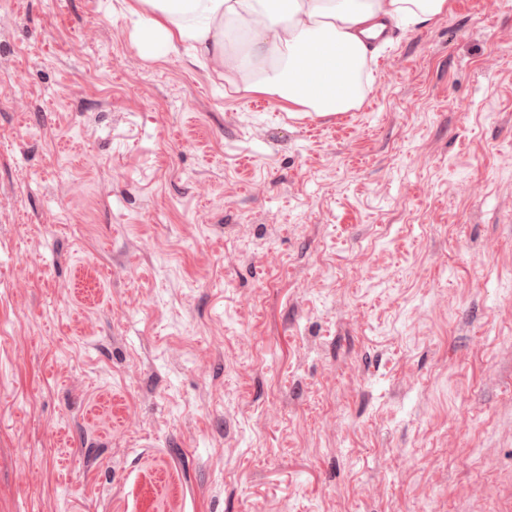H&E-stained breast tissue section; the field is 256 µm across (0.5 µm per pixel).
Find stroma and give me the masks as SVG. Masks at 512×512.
I'll use <instances>...</instances> for the list:
<instances>
[{
	"label": "stroma",
	"instance_id": "1",
	"mask_svg": "<svg viewBox=\"0 0 512 512\" xmlns=\"http://www.w3.org/2000/svg\"><path fill=\"white\" fill-rule=\"evenodd\" d=\"M115 2L0 0V512H512V0L347 127Z\"/></svg>",
	"mask_w": 512,
	"mask_h": 512
}]
</instances>
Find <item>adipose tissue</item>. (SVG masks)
I'll use <instances>...</instances> for the list:
<instances>
[{
	"label": "adipose tissue",
	"instance_id": "ef3b65f1",
	"mask_svg": "<svg viewBox=\"0 0 512 512\" xmlns=\"http://www.w3.org/2000/svg\"><path fill=\"white\" fill-rule=\"evenodd\" d=\"M145 56L185 46L225 88L324 116L368 89L366 38L389 22L422 23L448 0H117Z\"/></svg>",
	"mask_w": 512,
	"mask_h": 512
}]
</instances>
